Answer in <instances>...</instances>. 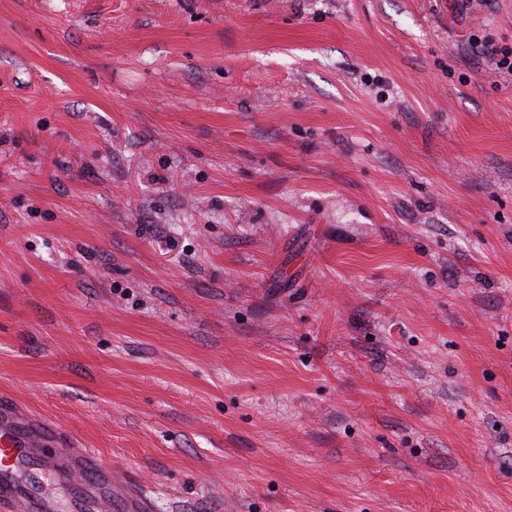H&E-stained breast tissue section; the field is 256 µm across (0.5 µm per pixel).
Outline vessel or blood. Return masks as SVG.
I'll return each instance as SVG.
<instances>
[{
  "label": "vessel or blood",
  "instance_id": "obj_1",
  "mask_svg": "<svg viewBox=\"0 0 512 512\" xmlns=\"http://www.w3.org/2000/svg\"><path fill=\"white\" fill-rule=\"evenodd\" d=\"M45 464L73 487L70 512H150L136 480L117 478L111 464L76 447L49 420L0 402V512H59L52 490L24 479L31 466Z\"/></svg>",
  "mask_w": 512,
  "mask_h": 512
}]
</instances>
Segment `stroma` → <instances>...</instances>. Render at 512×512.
Listing matches in <instances>:
<instances>
[{
  "instance_id": "35a3bbf8",
  "label": "stroma",
  "mask_w": 512,
  "mask_h": 512,
  "mask_svg": "<svg viewBox=\"0 0 512 512\" xmlns=\"http://www.w3.org/2000/svg\"><path fill=\"white\" fill-rule=\"evenodd\" d=\"M512 0H0V397L152 512H512Z\"/></svg>"
}]
</instances>
